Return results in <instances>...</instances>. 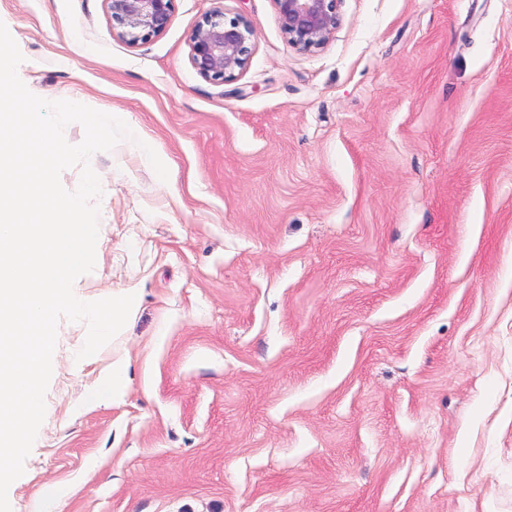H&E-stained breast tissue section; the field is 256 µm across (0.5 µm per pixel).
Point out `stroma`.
Wrapping results in <instances>:
<instances>
[{"mask_svg": "<svg viewBox=\"0 0 512 512\" xmlns=\"http://www.w3.org/2000/svg\"><path fill=\"white\" fill-rule=\"evenodd\" d=\"M215 10L253 30L223 84L190 61ZM338 12L305 52L273 0H174L133 45L105 0H0L27 88L122 113L169 171L90 160L73 291L136 306L91 359L59 319L12 512H512V0Z\"/></svg>", "mask_w": 512, "mask_h": 512, "instance_id": "obj_1", "label": "stroma"}]
</instances>
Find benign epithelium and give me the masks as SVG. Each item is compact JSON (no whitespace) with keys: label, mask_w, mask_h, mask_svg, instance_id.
<instances>
[{"label":"benign epithelium","mask_w":512,"mask_h":512,"mask_svg":"<svg viewBox=\"0 0 512 512\" xmlns=\"http://www.w3.org/2000/svg\"><path fill=\"white\" fill-rule=\"evenodd\" d=\"M174 0H106L116 34L129 44L162 33L169 25ZM288 43L303 51L323 47L340 25L338 0H274ZM253 31L243 18L224 20V12L205 14L192 36L191 62L214 83L236 77L252 51Z\"/></svg>","instance_id":"obj_1"}]
</instances>
